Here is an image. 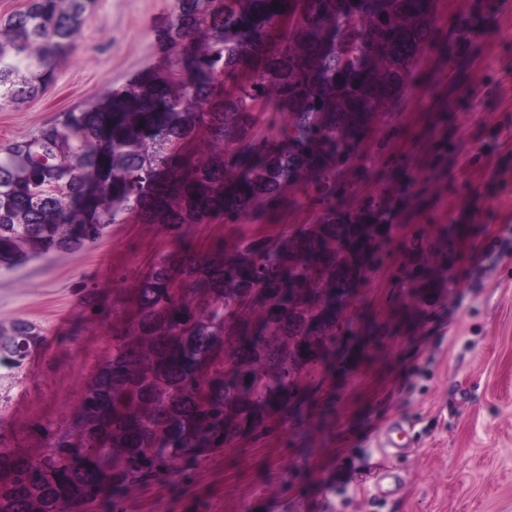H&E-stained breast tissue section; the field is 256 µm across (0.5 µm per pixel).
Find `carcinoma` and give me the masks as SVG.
Here are the masks:
<instances>
[{
	"label": "carcinoma",
	"mask_w": 512,
	"mask_h": 512,
	"mask_svg": "<svg viewBox=\"0 0 512 512\" xmlns=\"http://www.w3.org/2000/svg\"><path fill=\"white\" fill-rule=\"evenodd\" d=\"M172 2L157 31L165 73L0 147V264L77 253L130 212L179 240L242 224L291 185L324 211L275 242L160 255L132 325L112 326L74 430H46L35 457L0 443V512L83 509L297 411L303 372L352 333L343 308L367 271L355 255L390 231L378 206L336 211V173L424 59L434 0ZM95 3L29 0L0 23V105L49 90ZM270 100L289 120L258 139L254 108ZM42 340L29 321L1 320L0 367Z\"/></svg>",
	"instance_id": "carcinoma-1"
}]
</instances>
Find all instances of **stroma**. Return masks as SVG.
<instances>
[{"mask_svg":"<svg viewBox=\"0 0 512 512\" xmlns=\"http://www.w3.org/2000/svg\"><path fill=\"white\" fill-rule=\"evenodd\" d=\"M167 3L97 0L54 86L0 106V145L164 69ZM336 185L337 210L381 204L391 232L345 308L353 338L302 375L301 413L93 512H512V0H436L423 63ZM288 197L262 220L195 226L193 253L315 223L303 187ZM174 245L130 215L81 252L0 266V320L43 334L21 368L0 370L1 443L36 456L45 429L70 426L113 323L130 322L139 280ZM393 419L411 446L389 459L374 434ZM370 462L400 488L378 495Z\"/></svg>","mask_w":512,"mask_h":512,"instance_id":"stroma-1","label":"stroma"}]
</instances>
